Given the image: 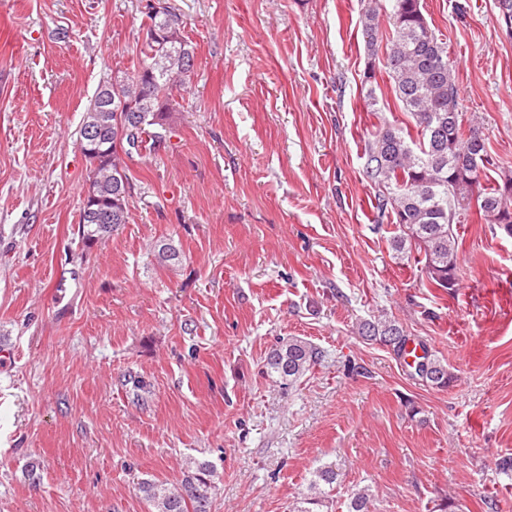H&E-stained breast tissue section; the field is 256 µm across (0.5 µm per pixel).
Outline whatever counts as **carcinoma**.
<instances>
[{
	"mask_svg": "<svg viewBox=\"0 0 512 512\" xmlns=\"http://www.w3.org/2000/svg\"><path fill=\"white\" fill-rule=\"evenodd\" d=\"M496 5L501 28L511 38L512 0H496ZM147 18L145 30L154 34L143 40L132 75L99 87L96 95L106 91L112 102L86 112L77 131L81 153L95 174L97 205L105 213L97 222L80 208L84 241L100 240L128 223L132 183L127 160L165 144L173 88L185 86L193 72L194 51L185 39L182 17L164 9ZM388 24V36H380L377 10L370 6L362 17V36L370 56L382 55L396 100L412 124L384 125L372 135L365 148V176L375 188L378 218L391 214L399 226L390 238L392 250L401 257L413 250L424 254L429 284L451 290L461 271L457 226L468 223L472 209L492 229L512 238V171L497 167L478 126H464L448 39L430 27L421 0H391ZM89 129L96 134L93 141L85 139ZM492 167L499 168L498 178L487 186L482 180ZM361 334L397 352L406 345L403 330L392 320L365 323ZM321 357L318 347L290 336L269 353L264 372L292 386ZM415 369L437 388L454 381L448 366L428 354ZM181 473L174 485L149 479L138 484L151 512H211L219 479L214 465L189 458ZM337 478L332 464L313 470L307 494L292 512H316L332 497ZM370 504L367 488L345 502L347 512H370Z\"/></svg>",
	"mask_w": 512,
	"mask_h": 512,
	"instance_id": "1",
	"label": "carcinoma"
}]
</instances>
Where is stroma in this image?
Masks as SVG:
<instances>
[{"label":"stroma","mask_w":512,"mask_h":512,"mask_svg":"<svg viewBox=\"0 0 512 512\" xmlns=\"http://www.w3.org/2000/svg\"><path fill=\"white\" fill-rule=\"evenodd\" d=\"M144 0H0V512H150L191 456L212 512H289L335 465L331 512H512V238L458 229V288L376 226L364 147L407 121L361 35L390 0H163L195 52L170 138L129 163L127 224L78 235L77 130L131 72ZM465 122L512 168V39L495 0H422ZM180 252L159 264L161 245ZM390 317L448 365L422 382L360 323ZM323 352L292 387L264 361ZM321 350L297 336H289L276 345L264 363V372L275 382L288 387L297 384L320 361Z\"/></svg>","instance_id":"stroma-1"}]
</instances>
